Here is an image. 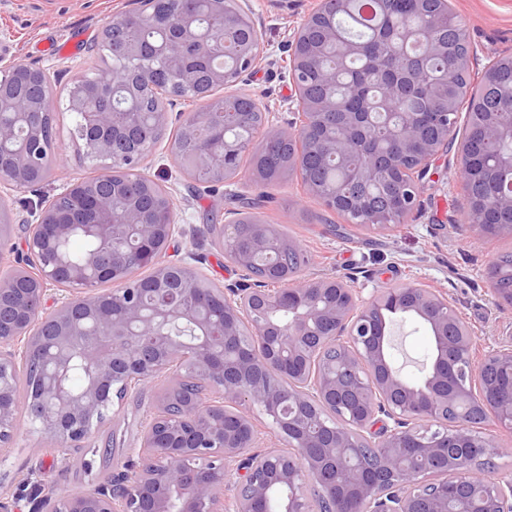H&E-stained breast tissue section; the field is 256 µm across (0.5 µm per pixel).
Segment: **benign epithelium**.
Segmentation results:
<instances>
[{"label":"benign epithelium","mask_w":512,"mask_h":512,"mask_svg":"<svg viewBox=\"0 0 512 512\" xmlns=\"http://www.w3.org/2000/svg\"><path fill=\"white\" fill-rule=\"evenodd\" d=\"M208 5L211 24L257 28L246 11H224V0H182L176 19L157 23L156 0H141L134 14L115 15L105 25L135 21L160 34L126 42L129 59L157 57L162 71L183 92L193 91L200 74L186 56L188 43L203 54L224 53L200 30L198 14L187 7ZM344 0H316V7L289 39L288 69L297 95V121L287 128H263L264 140L296 144L293 167L312 153L324 165H347L352 149L371 122L370 112H345L327 146L309 136L321 117L336 111V98L306 95L302 81L317 53L303 46L305 33L327 10ZM264 53L260 35L237 48L238 67L213 66L214 87L234 85ZM480 62L468 45L448 76ZM158 77L128 75L121 85L135 101ZM106 76L76 78L68 108L79 116L74 135L83 155L107 163L108 186L70 184L66 200L41 206L29 226L22 272L0 280V446L16 434L20 412L40 425L65 454L88 448L97 429L113 420L114 405L144 393L162 377L189 375L203 386L172 410L158 407L142 429L139 445L127 449L125 470L106 485L80 493L66 488L32 496L29 512H269L279 494L278 512H317L316 500L331 512H512V471L483 477L480 470L502 454L501 433L512 435V341L479 349L472 331L448 298L418 281L364 298L334 276L280 273L284 258L300 246L271 224L248 218L249 231L234 233L237 219H225L229 259L257 287L197 288L198 275L180 261H166L160 244L175 234L169 197L145 203L151 180L134 191L112 173L121 164L138 168L142 126L128 111L112 106ZM56 102L41 69L22 63L0 67V112L23 126L0 123V189H20L43 176L47 120ZM448 112H406L389 128L387 140L400 147L392 176L408 188L401 219L414 210L420 182L436 154L457 144L459 166L470 162L467 134H458L453 103ZM199 140V168L233 177L244 142L224 137L208 109L190 114L181 127ZM367 164L353 174L357 186L373 181L383 164L369 150ZM308 194L328 210L364 204L351 190L336 193L313 182ZM125 201L117 210L113 201ZM78 227H89L96 247L72 262L60 246ZM153 267L152 280L133 283L136 266ZM120 283L107 299L99 284ZM68 294L47 310L49 285ZM391 314L414 318L431 332V363L422 380L408 381L388 354L385 332ZM87 378L67 383L76 366ZM36 374L26 398L20 383ZM257 404L286 442V449L253 451L252 418L237 409ZM475 416L493 419L496 433L478 430Z\"/></svg>","instance_id":"benign-epithelium-1"}]
</instances>
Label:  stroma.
I'll return each instance as SVG.
<instances>
[{"mask_svg":"<svg viewBox=\"0 0 512 512\" xmlns=\"http://www.w3.org/2000/svg\"><path fill=\"white\" fill-rule=\"evenodd\" d=\"M247 8L262 36L264 56L257 67L234 85L270 108L269 122L284 128L296 108L294 89L285 60L288 39L312 10L315 0H236ZM473 44L493 58L512 55V0H448ZM137 0H0V56L43 69L57 99V133L46 178L37 185L0 194L12 224L38 220V201L51 200L70 183L98 175L99 161L84 158L71 136L68 90L76 77L99 64L98 44L103 23L111 16L137 10ZM200 102L174 98L168 108L167 141L153 148L141 168L169 193L178 231L167 259L194 266L203 276L224 286L241 281V271L217 249L203 220L207 210L220 215L237 210L236 195L261 198L252 213L284 230L311 256L312 276H336L360 288L363 295L420 281L447 295L461 319L471 328L478 346L512 337V312L494 300L487 276L492 261L512 251V237L492 236L466 228V197L455 150L438 154L420 189L417 205L403 223L384 232L345 224L339 214L311 198L299 176L277 183L255 184L249 162L215 193L197 195L192 180L183 176L168 144L187 113ZM390 355L403 365L409 380L422 376L432 355L429 330L419 321L396 319ZM18 434L10 447L0 448V494L13 496L20 480L35 474L42 491L67 486L80 492L103 483L93 467L91 451L62 457L50 438L19 416Z\"/></svg>","mask_w":512,"mask_h":512,"instance_id":"35a3bbf8","label":"stroma"}]
</instances>
